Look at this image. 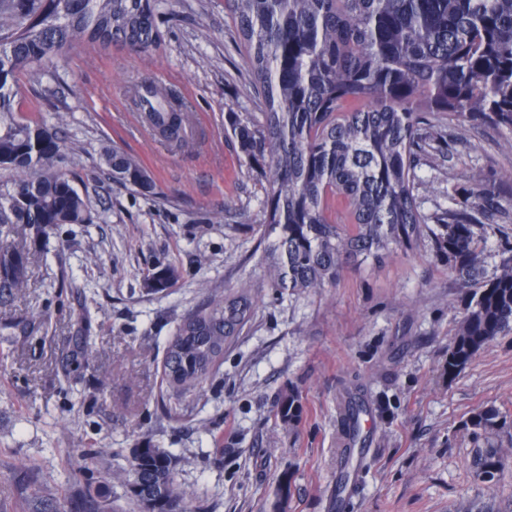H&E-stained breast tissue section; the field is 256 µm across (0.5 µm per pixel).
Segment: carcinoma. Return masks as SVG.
I'll return each instance as SVG.
<instances>
[{
    "mask_svg": "<svg viewBox=\"0 0 512 512\" xmlns=\"http://www.w3.org/2000/svg\"><path fill=\"white\" fill-rule=\"evenodd\" d=\"M247 55L262 122L238 118L232 130L268 183L261 263L269 287L290 295L336 284L343 264L379 263L409 251L427 233L435 255L474 289L453 345L448 378L460 374L496 337L512 331V241L488 271L476 227L493 225L495 188L475 179L474 201L441 214L419 211L416 155L429 140L421 112L458 122L482 121L512 133V0H227ZM158 0H0V297L26 287L24 242L47 224H91L85 196L69 169L63 122L17 113L19 76L64 56L75 44L136 52L158 45ZM137 101L158 130L180 138L188 106L152 84ZM100 166L132 191L155 183L119 147ZM436 223L431 230L429 223ZM171 264L148 274L151 289L173 287ZM243 284L189 311L175 332L182 373L166 380L180 396L195 392L250 320ZM358 406L345 411L349 438L360 432ZM303 416L300 391L282 393L276 417L293 428ZM500 412L476 409L466 422L475 437L496 431ZM140 512H191L169 451L137 448L126 480Z\"/></svg>",
    "mask_w": 512,
    "mask_h": 512,
    "instance_id": "1",
    "label": "carcinoma"
}]
</instances>
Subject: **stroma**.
Listing matches in <instances>:
<instances>
[{"mask_svg":"<svg viewBox=\"0 0 512 512\" xmlns=\"http://www.w3.org/2000/svg\"><path fill=\"white\" fill-rule=\"evenodd\" d=\"M156 49L83 44L51 74L23 75L18 109L65 121L75 185L93 223L47 226L31 246L27 285L0 298V512H22L40 491L58 512H85L76 486L86 455L112 473L106 512H138L123 479L135 449L171 452L192 512H330L345 461L360 466L340 512H512V332L487 345L456 377L448 349L471 291L430 238L380 263L345 265L322 293L278 296L257 263L267 183L251 169L231 124L261 105L226 0H159ZM150 82L190 105L185 140L146 120L136 89ZM439 136L417 155L421 212L470 198L475 175L495 185L501 213L485 242L487 269L512 238V146L487 123L458 125L425 112ZM137 157L156 195L136 193L99 167L103 150ZM179 268L177 284L148 287L156 264ZM249 284L251 322L193 395L162 381L168 340L181 317L211 294ZM88 361L70 358L80 323ZM298 388L294 429L275 418L279 394ZM366 408V451L350 452L347 402ZM496 407L503 429L475 439L474 409ZM501 456L492 479L477 462Z\"/></svg>","mask_w":512,"mask_h":512,"instance_id":"stroma-1","label":"stroma"}]
</instances>
